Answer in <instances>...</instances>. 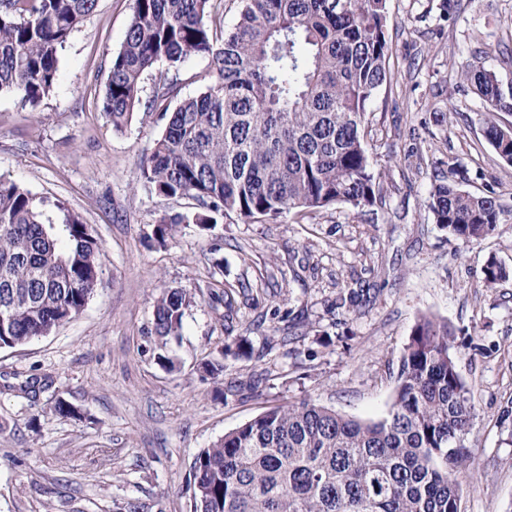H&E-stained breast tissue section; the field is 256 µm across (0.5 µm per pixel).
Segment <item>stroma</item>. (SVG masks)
<instances>
[{
  "label": "stroma",
  "instance_id": "obj_1",
  "mask_svg": "<svg viewBox=\"0 0 512 512\" xmlns=\"http://www.w3.org/2000/svg\"><path fill=\"white\" fill-rule=\"evenodd\" d=\"M390 0L392 80L372 99L368 148L383 202L336 204L314 219L224 218L205 232L180 225L165 247L147 235L157 215L193 209L140 177L164 123L134 113L113 130L100 109L133 0H99L59 55L39 111L0 96V173L83 218L97 238L103 284L83 312L42 337L0 349V512H191L197 454L267 408L309 399L363 421L386 415L420 314L448 321L476 419L457 476L459 512H512V278L485 287L496 257L512 270V165L483 136L487 104L457 74L473 61L512 82V0ZM450 113L448 123L433 115ZM467 169L464 190L495 193L502 221L462 245L427 207L436 177ZM219 251H211L212 240ZM246 284L231 302L225 284ZM196 293L179 339L154 358L152 305L162 287ZM364 290L349 313L336 299ZM247 337L251 354L228 347ZM220 360L224 374L206 376ZM50 383L36 396L16 386ZM76 407L73 418L54 410Z\"/></svg>",
  "mask_w": 512,
  "mask_h": 512
}]
</instances>
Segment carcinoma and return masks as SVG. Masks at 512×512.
Wrapping results in <instances>:
<instances>
[{
	"label": "carcinoma",
	"instance_id": "cac0c4a2",
	"mask_svg": "<svg viewBox=\"0 0 512 512\" xmlns=\"http://www.w3.org/2000/svg\"><path fill=\"white\" fill-rule=\"evenodd\" d=\"M98 0H0V95L38 111L57 83L58 56ZM389 0H241L224 27V0H133L112 58L102 112L121 131L136 111L165 121L140 177L158 196L196 202L163 213L150 239L166 246L181 224L208 228L231 214L249 222L313 218L343 203L382 199L365 143L368 105L391 79ZM210 60L208 82L179 100V70ZM165 67L153 95L145 77ZM488 104L483 133L512 165V90L476 61L460 73ZM434 223L467 246L491 234L497 198L438 179ZM0 174V349L24 345L79 315L102 284L99 245L76 214ZM509 271L482 267L492 288ZM195 294L162 289L153 333L181 336ZM448 322L419 317L399 364L387 414L365 422L311 400L275 406L224 434L193 463L192 512H459L456 475L467 465L475 410Z\"/></svg>",
	"mask_w": 512,
	"mask_h": 512
}]
</instances>
